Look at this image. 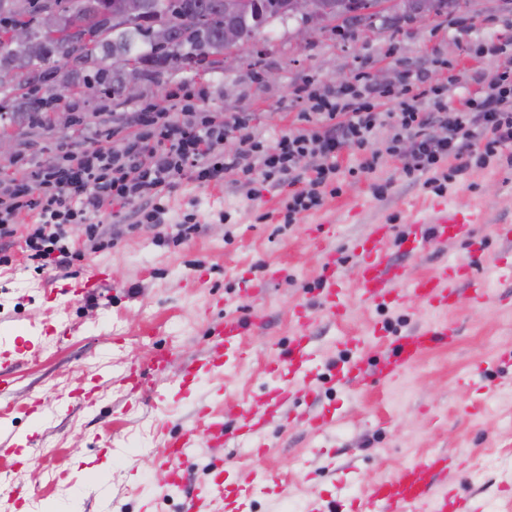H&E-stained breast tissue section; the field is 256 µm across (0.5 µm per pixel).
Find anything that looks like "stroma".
Wrapping results in <instances>:
<instances>
[{"label":"stroma","mask_w":512,"mask_h":512,"mask_svg":"<svg viewBox=\"0 0 512 512\" xmlns=\"http://www.w3.org/2000/svg\"><path fill=\"white\" fill-rule=\"evenodd\" d=\"M239 56L231 69L217 65L200 73L173 66L158 76H138L132 98H108L92 79V62L70 74L62 100L42 84L24 90L6 84L0 88V129L12 148L0 154V174L34 169L63 139L83 149L95 130L128 122L145 104L170 109L173 93L185 86L195 93L191 120L209 111L248 116L269 147L300 125L296 88L307 80L327 87L333 71L352 77L363 67L377 81L385 71L441 62L438 78L457 79L453 100L469 97L479 89L474 74L492 75L512 59V0H466L463 11L426 19L386 16L353 34L332 22L308 28L297 18L277 21ZM268 71L277 79L263 80ZM30 94L46 103L44 124L15 117ZM360 160L342 152L340 196L293 224L281 221L282 192L266 189L245 200L233 187L235 173H226L220 187L183 181L169 200L170 218L197 212L204 222L198 235L175 244L146 225L112 248L85 253L68 276L37 270L25 261L21 241L13 240L12 264L0 265V337L11 339L16 395L0 426L23 442L0 477V499L20 486L27 498L18 512H184L186 501L215 475L238 485L264 469L274 480L247 512H280L291 498L303 507L335 500L341 479L364 494L402 465L447 452L460 466L448 494L471 498L479 508L491 500L512 507V458L501 456L512 449V280H498L493 272L495 265L512 264V242L494 232L495 226H512L507 164L468 170L445 193L459 209L478 210L475 233L486 241L481 273L488 296L477 305L459 291L448 313L459 333L453 347L431 349L390 383L351 388L323 379L310 390L297 385L290 406L296 419L267 429L263 453L234 439L220 449L198 447L178 464L179 488L158 482L169 471L161 462L163 434H176L199 409L216 411L228 430L241 419L263 416L275 383L268 367L285 356L295 335L296 306L312 314L310 338L321 351L323 376L341 358L360 355L373 366L385 359L387 345L362 341L370 325L407 333L433 318V310L411 300L377 309L359 298L354 239L383 223L391 228L387 249L398 252L407 225L435 198L406 182L400 158L383 156L374 173L350 176ZM383 182L390 188L379 199L372 186ZM330 251L349 284L348 315L341 322L324 315L318 300ZM467 258L466 246L451 241L403 264L420 276ZM93 266L105 276L102 287L74 293L73 284ZM230 316L258 321L242 354L207 379L183 380L187 363L214 342L217 325ZM162 353L169 356L164 377L153 380L147 397L128 403L120 384L126 368ZM308 413L333 415L335 423L315 434L303 421ZM487 457L495 465L478 468L477 459Z\"/></svg>","instance_id":"35a3bbf8"}]
</instances>
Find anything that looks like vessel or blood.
<instances>
[{
  "label": "vessel or blood",
  "mask_w": 512,
  "mask_h": 512,
  "mask_svg": "<svg viewBox=\"0 0 512 512\" xmlns=\"http://www.w3.org/2000/svg\"><path fill=\"white\" fill-rule=\"evenodd\" d=\"M475 222L473 212L459 210L444 199L432 204L429 215L415 219L409 233L400 241L403 254L413 257L431 245L448 240L466 242L470 253L468 263L444 264L418 277L407 276L405 268L386 250L388 226H375L370 235L358 238L353 243V250L359 259L357 281L361 299L375 306L398 307L409 298L436 310H447L452 305L456 285L464 283L468 285L473 300L483 302L487 296L486 280L473 274L484 255L483 242L473 234ZM324 278L328 286L320 291L323 311L334 319H343L346 315L347 282L339 274L335 257H328ZM294 323L300 334L295 337L287 358L269 368L270 373L280 380L271 393L280 405L290 397L289 384L312 377L319 361L317 350L310 345L306 336L311 323L306 307L295 309ZM248 330V324L242 320H225L219 331V340L204 359L188 368V375L196 378L221 371L229 356L240 354ZM456 336L455 327L446 319L423 326L392 341L391 355L377 374H369L365 361L361 360L349 363L347 371L339 373L338 379L345 385H363L375 378L394 381L413 367L424 353L440 345L453 344ZM263 435V427L257 425L241 426L234 432H226L223 422L204 410L192 424L166 440L162 459L173 466L200 443L220 446L232 436L260 449L264 446ZM456 467L455 459L442 453L414 461L392 477L374 485L353 506L352 512H468L464 501L445 494L439 496L434 492L437 479ZM269 479V473L260 470L254 472L244 485L231 489L218 481L209 488L208 498L214 503L230 502L235 512H243L247 501Z\"/></svg>",
  "instance_id": "vessel-or-blood-1"
}]
</instances>
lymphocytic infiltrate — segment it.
Masks as SVG:
<instances>
[{
	"instance_id": "f902f5d3",
	"label": "lymphocytic infiltrate",
	"mask_w": 512,
	"mask_h": 512,
	"mask_svg": "<svg viewBox=\"0 0 512 512\" xmlns=\"http://www.w3.org/2000/svg\"><path fill=\"white\" fill-rule=\"evenodd\" d=\"M381 98L392 99L394 110L376 111ZM299 101L302 127L283 134L272 149L246 117L215 111L192 123L175 112L142 108L132 118L135 133L116 145L96 141L82 151L65 150L62 162L0 177V239L15 236L19 212L32 213L27 260L65 272L81 256L67 243L70 227H82L93 252L111 248L138 225L163 227L162 195L188 175L219 184L226 172L241 171L238 190L249 200L258 180L287 190L284 221L290 224L297 214L322 205L342 151L364 153V172L375 170L381 153L401 155L410 179L442 192L456 176L489 165L512 143V64L498 69L481 96L460 108L447 85L432 84L425 67L385 86L362 72L353 84L311 91ZM232 135L238 147L228 154L224 141ZM115 201L131 205V214L103 223L102 214Z\"/></svg>"
}]
</instances>
